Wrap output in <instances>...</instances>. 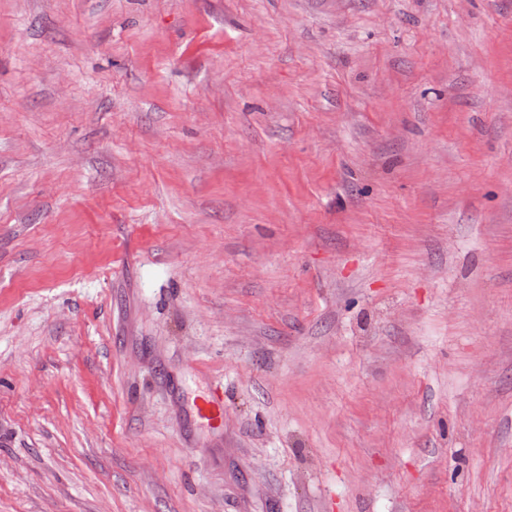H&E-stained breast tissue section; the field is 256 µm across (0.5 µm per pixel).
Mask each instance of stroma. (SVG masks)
Wrapping results in <instances>:
<instances>
[{
  "instance_id": "obj_1",
  "label": "stroma",
  "mask_w": 512,
  "mask_h": 512,
  "mask_svg": "<svg viewBox=\"0 0 512 512\" xmlns=\"http://www.w3.org/2000/svg\"><path fill=\"white\" fill-rule=\"evenodd\" d=\"M0 512H512V0H0Z\"/></svg>"
}]
</instances>
